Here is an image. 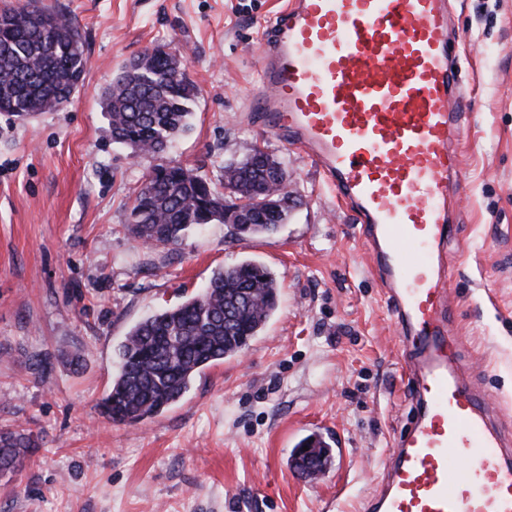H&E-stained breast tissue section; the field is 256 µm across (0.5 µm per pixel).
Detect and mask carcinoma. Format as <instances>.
I'll return each mask as SVG.
<instances>
[{
  "instance_id": "carcinoma-1",
  "label": "carcinoma",
  "mask_w": 512,
  "mask_h": 512,
  "mask_svg": "<svg viewBox=\"0 0 512 512\" xmlns=\"http://www.w3.org/2000/svg\"><path fill=\"white\" fill-rule=\"evenodd\" d=\"M174 56L161 47L126 66L103 91L112 141L136 145L140 154L164 158L189 127L187 104L195 87L174 76ZM86 68L84 42L72 18L48 7L0 10V112L14 116L50 112L74 95ZM288 183L281 163L258 145L224 167V189L248 208L230 225L238 237L270 233L284 223L293 193L281 209L266 198ZM230 207L198 172L169 160L155 165L136 193L128 230L153 245L178 242L192 226L224 221ZM278 282L264 265L245 260L213 274L204 291L135 324L119 347L112 386L100 404L114 423L136 424L177 403L205 367L239 353L258 335L277 306ZM331 463L328 446L306 439ZM34 447L24 434L0 430V474L22 466Z\"/></svg>"
}]
</instances>
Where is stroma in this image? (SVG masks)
Here are the masks:
<instances>
[{"instance_id": "1", "label": "stroma", "mask_w": 512, "mask_h": 512, "mask_svg": "<svg viewBox=\"0 0 512 512\" xmlns=\"http://www.w3.org/2000/svg\"><path fill=\"white\" fill-rule=\"evenodd\" d=\"M44 2L77 23L88 63L64 108L26 121L0 112V429L36 442L0 477V512H365L411 402L354 217L251 107L264 23L287 0ZM448 7L471 103L460 144L470 191L447 248L452 334L471 384L512 429V0ZM158 45L183 56L197 89L169 159L220 190L225 164L264 146L302 199L277 232L239 238L215 222L151 247L128 233L157 160L113 143L101 94ZM244 260L279 284L261 333L161 414L103 417L128 330ZM313 434L332 463L309 478L291 458Z\"/></svg>"}]
</instances>
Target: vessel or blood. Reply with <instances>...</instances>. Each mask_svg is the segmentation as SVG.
<instances>
[{"mask_svg": "<svg viewBox=\"0 0 512 512\" xmlns=\"http://www.w3.org/2000/svg\"><path fill=\"white\" fill-rule=\"evenodd\" d=\"M252 98L354 213L403 337L414 414L366 512H512V431L457 367L448 208L462 200L460 58L447 0H291Z\"/></svg>", "mask_w": 512, "mask_h": 512, "instance_id": "obj_1", "label": "vessel or blood"}]
</instances>
